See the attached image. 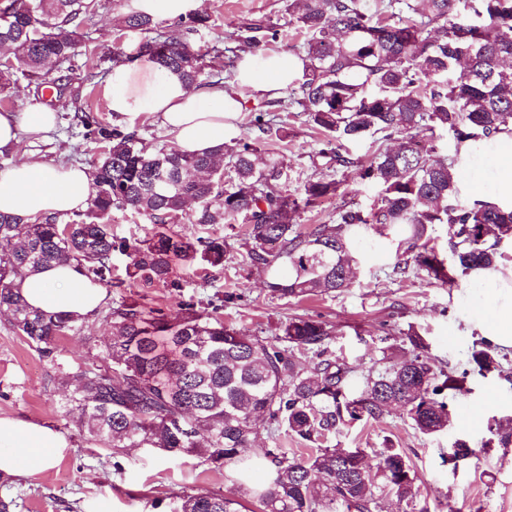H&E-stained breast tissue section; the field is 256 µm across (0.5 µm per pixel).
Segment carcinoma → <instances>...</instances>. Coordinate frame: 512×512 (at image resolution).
<instances>
[{"instance_id":"cac0c4a2","label":"carcinoma","mask_w":512,"mask_h":512,"mask_svg":"<svg viewBox=\"0 0 512 512\" xmlns=\"http://www.w3.org/2000/svg\"><path fill=\"white\" fill-rule=\"evenodd\" d=\"M296 22L306 35L303 69L295 104L326 132L318 156L327 168L347 167L342 143L365 137L401 135L395 149H377L359 177L380 187L365 213L341 208L332 224L309 232L293 225L302 207L336 194L334 179H309L301 192L285 187L288 170L277 160L257 162L253 142L224 145L230 175L215 167L213 153L151 150L137 134L105 122L88 108H77L73 124L84 140L101 145L93 164L88 209L60 224L53 217L26 221L0 213V313L13 330L46 357H55L60 337L81 328L78 317L29 307L15 281L54 262L73 261L104 288L124 283L180 288L170 279L171 262L224 266L222 237L187 238L156 232L143 240L112 234V212L127 211L152 224L182 217L200 226L242 218L251 263L272 273L267 282L280 298L315 292H342L352 284L357 256L353 239L367 226L388 239L394 228L405 236L396 244V274L426 273L452 286L458 275L494 268L512 241V205L458 197L456 152L475 153L502 135L512 136V0H299ZM97 0H5L0 5V100L10 98L18 81L40 93L47 85L64 97L66 85L53 72L73 69L81 54V29L95 13ZM129 31L149 33L153 18L130 13ZM279 38V30L255 19L229 35L235 47L200 53L174 31L140 42L136 51L113 55L117 62L140 56L179 74L194 90L208 78L218 85L233 77L239 51L260 50ZM252 128L282 136L265 112H255ZM455 141V154L434 145L436 133ZM195 209L185 213L187 201ZM437 224L452 230V263L432 245ZM124 255L126 279L114 276L113 258ZM172 320L162 310L124 301L108 318L104 341L110 364L59 369L67 405L80 411L89 433L103 448H151L173 457L196 452L207 462L238 472L260 458L272 465L269 482L252 493L260 512H375V491H389L414 508L416 475L408 458L385 440L376 463L378 483L358 448L328 444V436L354 421L380 419L393 408L415 429L435 435L448 428L453 397L464 391L468 370H436L427 344L412 326L403 333L409 347L391 357L388 367L363 380L360 396H350V368L325 357L331 326L296 316L270 340L244 336L224 323L218 309L182 303ZM311 351L317 362L295 370L294 352ZM472 370L485 376L501 371L496 347L473 343ZM266 415L284 432L311 446L306 457L288 449L257 448L256 418ZM485 447L512 446V419L490 427ZM478 454L462 438L448 447L456 465ZM241 501L194 491L179 496L175 512H240Z\"/></svg>"}]
</instances>
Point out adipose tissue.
I'll list each match as a JSON object with an SVG mask.
<instances>
[{"mask_svg":"<svg viewBox=\"0 0 512 512\" xmlns=\"http://www.w3.org/2000/svg\"><path fill=\"white\" fill-rule=\"evenodd\" d=\"M302 71L289 53L243 55L234 76L237 83L262 91L285 90ZM110 110L119 120L134 121L141 113L156 116L179 151L203 153L232 139L241 103L224 86L188 91L181 77L151 61L117 63L108 77ZM55 123L54 112L40 103L0 112V150H12L22 135H40ZM93 176L89 169L18 157L0 170V213L25 219L67 216L84 210ZM489 288L488 305L478 327L492 342L512 347V263L474 271ZM29 306L58 314L86 317L104 302L106 290L72 263H54L19 280ZM68 447L49 426L15 417H0V474L22 478L48 468Z\"/></svg>","mask_w":512,"mask_h":512,"instance_id":"obj_1","label":"adipose tissue"}]
</instances>
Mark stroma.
Returning <instances> with one entry per match:
<instances>
[{
    "label": "stroma",
    "mask_w": 512,
    "mask_h": 512,
    "mask_svg": "<svg viewBox=\"0 0 512 512\" xmlns=\"http://www.w3.org/2000/svg\"><path fill=\"white\" fill-rule=\"evenodd\" d=\"M129 4L130 0H98L92 21L84 27L91 57L69 74V101L91 106L109 122L114 119L106 97L112 52H134L144 39L143 33L122 27ZM198 10L209 16L210 26L189 34L188 43L195 50L206 52L223 45L241 24L257 18L270 20L282 33L280 41L264 46V53L295 54L301 50L304 36L294 23L298 10L289 7L288 0H202ZM224 85L234 89L242 103L237 121L242 140L256 136L249 125L251 114L278 111V101L289 97L285 90L265 94L250 86L234 85L229 79ZM278 113L285 135L264 140L260 157L277 159L287 167L288 190L300 191L306 180L317 177L339 183L334 197L296 215L298 230L306 232L315 225L333 223L341 206L369 210L378 196V186L359 179L353 167L323 169L317 156L323 134L299 107ZM69 125L65 113H58L55 130L39 140L22 138L19 153L90 166L99 154L98 146L72 136ZM500 147V142L493 140L481 152L463 155L459 182L462 202L499 194ZM210 232L224 237L229 245L223 267L192 268L176 259L171 264L175 287L109 288L105 304L85 317L81 329L60 339L57 359L43 357L12 331L8 316L0 314V416L42 423L62 434L68 443L64 455L51 467L27 478L0 480V499L13 500V512H170L176 496L185 491L202 489L240 500L244 497L242 485L267 480L266 466L255 468L242 481L195 453L179 459L148 448L112 454L92 440L78 412H65L59 369L73 371L107 364L102 341L111 328L106 317L127 297L142 299L145 305L162 309L172 318L181 316L182 300L194 299L201 311L220 302L225 323L246 336L270 338L291 317H321L332 328L327 344L332 358L352 370L348 389L354 394L368 371L381 368L384 352L408 326L422 328L430 363L445 369H466L472 345L481 337L478 322L486 299L485 286L468 275L458 277L455 286L449 287L423 273L409 277L393 274L395 250L382 243L374 230H367L359 243L361 259L350 288L302 300L280 299L266 290L263 270L253 266L248 257L241 220L215 225ZM229 293L235 300L227 304L223 297ZM466 387V393L453 403L455 415L447 430L440 434L420 433L402 411L394 410L380 420L345 427L330 441L343 448L361 449L374 464L385 440H392L414 466L416 504L428 512H446L451 506L457 512H512V447L485 445L490 425L512 417V348L501 373L483 377L469 372ZM465 408L478 414L476 424L460 420ZM459 437L469 440L479 453L452 469L445 461L446 452Z\"/></svg>",
    "instance_id": "1"
}]
</instances>
